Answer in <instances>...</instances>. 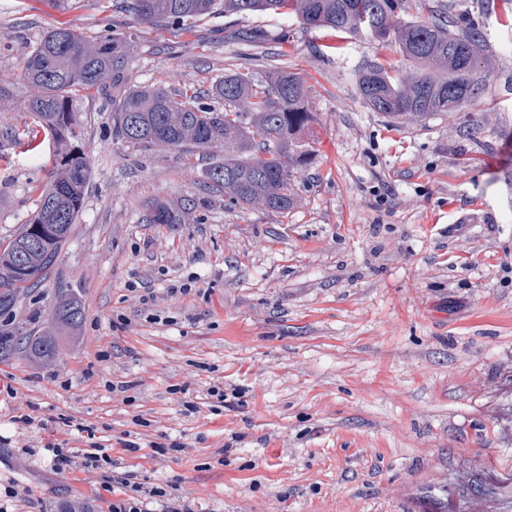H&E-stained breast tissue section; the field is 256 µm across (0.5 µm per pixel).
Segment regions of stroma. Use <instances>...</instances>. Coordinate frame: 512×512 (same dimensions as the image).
<instances>
[{
	"label": "stroma",
	"instance_id": "obj_1",
	"mask_svg": "<svg viewBox=\"0 0 512 512\" xmlns=\"http://www.w3.org/2000/svg\"><path fill=\"white\" fill-rule=\"evenodd\" d=\"M127 2L0 0V79L14 85L0 104V240L49 179L52 139L22 79L49 28L130 35L133 83L172 91L274 61L304 80L317 156L288 215L228 208L206 178L222 150L132 146L113 137L109 106L79 99L84 208L18 317L57 333L72 296L84 318L54 360L0 361V512L70 500L108 512L123 472L193 512H433L422 493L448 476L511 477L512 0H452L480 14L494 69L456 116L403 123L355 83L367 64L404 66L395 46L337 50L333 31L292 15L217 14L176 32ZM248 29L267 42L231 39ZM187 199L199 206L186 223H147L154 202ZM76 420L108 461L60 473L49 447H83ZM15 484L27 502L4 497Z\"/></svg>",
	"mask_w": 512,
	"mask_h": 512
}]
</instances>
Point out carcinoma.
<instances>
[{"label": "carcinoma", "instance_id": "1", "mask_svg": "<svg viewBox=\"0 0 512 512\" xmlns=\"http://www.w3.org/2000/svg\"><path fill=\"white\" fill-rule=\"evenodd\" d=\"M401 0H131L138 20L184 27L222 12L226 16L295 14L307 29L329 28L342 42L352 36L392 41L408 61L401 71L392 64L371 63L356 79L365 105L393 119H415L437 112L454 115L481 94L493 69L484 49L478 18L451 14L440 2L428 17L405 22L398 17ZM131 36L107 33L89 41L67 28H50L27 55L23 78L35 90L24 101L52 136L53 167L36 201L32 217L0 241V360L17 351L51 361L62 342L28 323H15L22 299L52 273L67 243L91 180L88 158L75 144L76 97L96 95L112 106V134L145 149L191 153L224 149V161L206 170L214 187L224 190L229 205L259 204L286 214L296 201L295 181L315 155L300 138L308 126L304 81L273 66L263 73L240 67L211 87L224 103L217 109L197 91L172 93L132 82ZM198 203L187 200L178 211L165 203L152 209L151 224H180ZM64 327L81 323L83 312L71 300L56 308ZM461 500L483 495L512 512V486L458 480Z\"/></svg>", "mask_w": 512, "mask_h": 512}]
</instances>
